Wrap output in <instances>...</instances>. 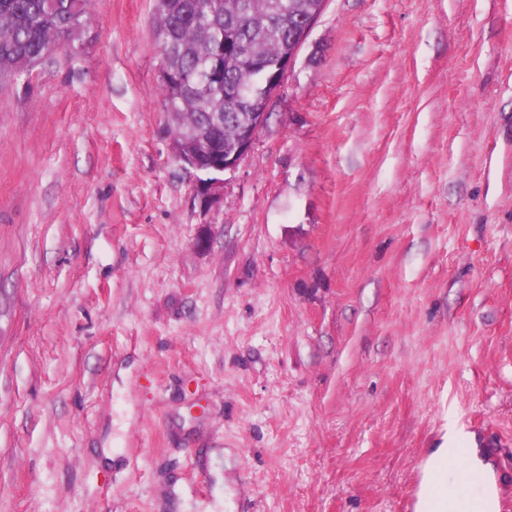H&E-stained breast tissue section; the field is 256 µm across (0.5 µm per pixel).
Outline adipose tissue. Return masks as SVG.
Listing matches in <instances>:
<instances>
[{
	"instance_id": "1",
	"label": "adipose tissue",
	"mask_w": 512,
	"mask_h": 512,
	"mask_svg": "<svg viewBox=\"0 0 512 512\" xmlns=\"http://www.w3.org/2000/svg\"><path fill=\"white\" fill-rule=\"evenodd\" d=\"M481 469L486 479L474 488L472 497L479 512H495L498 504L496 475L475 435L449 429L447 446L435 449L427 462V477L421 482L417 512H448V488L456 487L461 473Z\"/></svg>"
}]
</instances>
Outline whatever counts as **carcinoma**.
Masks as SVG:
<instances>
[{
  "label": "carcinoma",
  "mask_w": 512,
  "mask_h": 512,
  "mask_svg": "<svg viewBox=\"0 0 512 512\" xmlns=\"http://www.w3.org/2000/svg\"><path fill=\"white\" fill-rule=\"evenodd\" d=\"M306 0H154L158 92L182 150L209 112H244L240 88H256L287 49ZM91 0H0V87L81 40ZM239 123L214 128L229 146Z\"/></svg>",
  "instance_id": "cac0c4a2"
}]
</instances>
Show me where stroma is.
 <instances>
[{"mask_svg":"<svg viewBox=\"0 0 512 512\" xmlns=\"http://www.w3.org/2000/svg\"><path fill=\"white\" fill-rule=\"evenodd\" d=\"M153 27L0 89V512H416L452 424L512 512V0H327L213 204Z\"/></svg>","mask_w":512,"mask_h":512,"instance_id":"stroma-1","label":"stroma"}]
</instances>
